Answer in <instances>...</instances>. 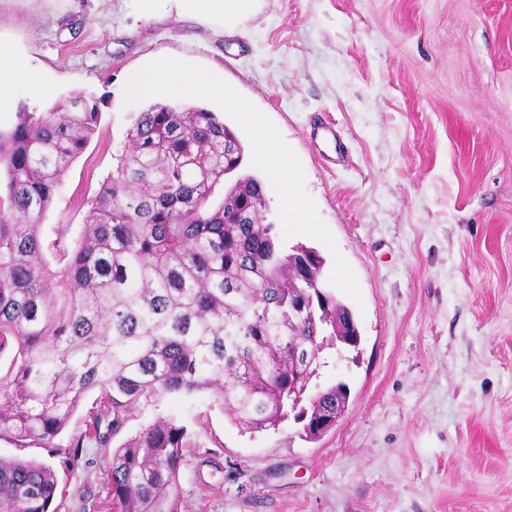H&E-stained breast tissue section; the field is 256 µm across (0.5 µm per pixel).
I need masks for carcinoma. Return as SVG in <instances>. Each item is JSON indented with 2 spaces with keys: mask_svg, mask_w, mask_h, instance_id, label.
<instances>
[{
  "mask_svg": "<svg viewBox=\"0 0 512 512\" xmlns=\"http://www.w3.org/2000/svg\"><path fill=\"white\" fill-rule=\"evenodd\" d=\"M99 104L85 92L49 112L22 104L0 131V434L63 454L72 470L83 449L98 448L110 455L119 512H182L186 428L170 414L111 448L133 411L165 395L208 393L240 429L273 428L293 412L288 366L317 379L322 349L336 346L296 300L314 295L331 317H354L320 282L289 269L298 250L315 256L318 276L324 259L286 246L263 223L262 182L250 174L226 182L244 147L205 107H144L76 236L68 224L46 234L39 220L95 133ZM220 185L221 202L209 204ZM241 213L246 223H224ZM298 340L307 353L296 357ZM91 392L84 430L55 446ZM316 400L312 411L334 418L349 388L321 387ZM57 487L51 465L0 457V512H59Z\"/></svg>",
  "mask_w": 512,
  "mask_h": 512,
  "instance_id": "carcinoma-1",
  "label": "carcinoma"
}]
</instances>
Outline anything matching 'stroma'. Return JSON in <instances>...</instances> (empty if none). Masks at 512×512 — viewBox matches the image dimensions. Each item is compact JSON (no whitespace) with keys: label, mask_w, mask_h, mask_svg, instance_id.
<instances>
[{"label":"stroma","mask_w":512,"mask_h":512,"mask_svg":"<svg viewBox=\"0 0 512 512\" xmlns=\"http://www.w3.org/2000/svg\"><path fill=\"white\" fill-rule=\"evenodd\" d=\"M25 52L49 111L101 97L97 131L42 222L82 224L143 102L124 78L165 54L206 68L268 116L351 266L359 356L324 350L348 405L322 437L300 423L245 432L209 394L138 408L126 435L173 414L190 434L183 512H512V0H260L234 33L138 0H0V45ZM344 159L321 161L314 124ZM0 456L48 462L60 512H114L89 467L0 436Z\"/></svg>","instance_id":"stroma-1"}]
</instances>
